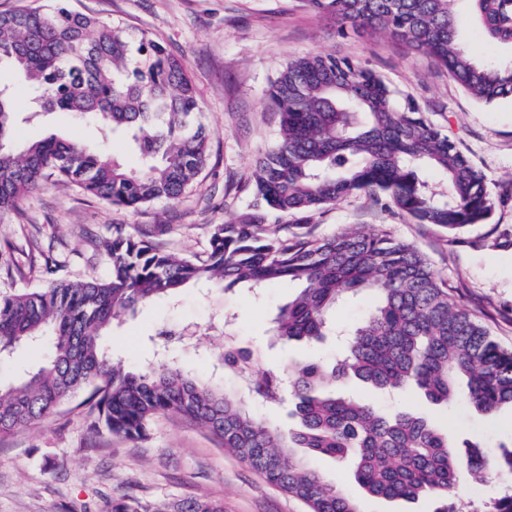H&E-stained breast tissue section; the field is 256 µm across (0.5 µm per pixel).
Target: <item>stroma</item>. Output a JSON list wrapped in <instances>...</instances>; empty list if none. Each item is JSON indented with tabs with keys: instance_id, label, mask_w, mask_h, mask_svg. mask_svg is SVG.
Here are the masks:
<instances>
[{
	"instance_id": "stroma-1",
	"label": "stroma",
	"mask_w": 512,
	"mask_h": 512,
	"mask_svg": "<svg viewBox=\"0 0 512 512\" xmlns=\"http://www.w3.org/2000/svg\"><path fill=\"white\" fill-rule=\"evenodd\" d=\"M74 8L118 23L132 36L151 33L166 51L187 62L201 120L210 139L206 169L181 199L139 209L109 204L60 185L29 196L17 213L0 218V290L40 288L42 257L27 258L36 235L63 261V277L105 275L96 239L116 224L148 233L167 249L205 255L211 225L238 218L253 199L256 158L274 142L277 117L268 106L272 82L285 64L316 53L351 58L376 71L398 97L414 98L427 120L456 141L484 172L495 208L489 223L448 236L437 225L417 224L383 199L357 193L325 207L312 220L316 234L346 228L384 229L422 253L448 290L449 300L479 320L502 347L512 349V101L484 105L425 54L383 34L339 35L334 17L305 0H71ZM461 42L483 61H512V46L488 40L474 21L469 0H457ZM37 140L58 131L94 147L99 133L54 114L22 124ZM296 292L283 284L252 293L242 288L190 287L174 300L140 307L114 326L108 347L132 365L153 362L162 328L176 329L167 344L191 372L213 370L210 352L230 348L256 354L252 376L288 378L293 361L334 360L335 337L282 349L270 320ZM350 392L381 412L405 407L429 414L457 442L497 452L512 441V409L485 414L455 400L432 406L415 393L390 395L352 383ZM328 480L344 485L362 512H429V501L385 500L362 494L334 460L307 457ZM147 499L212 498L224 512H306L305 505L268 484L194 423L162 415L146 438L128 440L93 432L82 408L70 403L37 428L0 438V512H65L125 493Z\"/></svg>"
}]
</instances>
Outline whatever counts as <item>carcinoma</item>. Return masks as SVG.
<instances>
[{
  "label": "carcinoma",
  "instance_id": "carcinoma-1",
  "mask_svg": "<svg viewBox=\"0 0 512 512\" xmlns=\"http://www.w3.org/2000/svg\"><path fill=\"white\" fill-rule=\"evenodd\" d=\"M454 2L309 0L336 18L341 35L384 33L428 55L478 102L512 100V63L493 66L471 55L458 38ZM469 2L489 38L512 44V0ZM4 68L27 84L29 104L18 109L14 87L0 80V217L50 181L127 208L176 200L206 166L209 138L188 67L144 32L134 42L123 27L75 10L68 0H43L0 12ZM270 99L279 116L277 137L253 168L250 212L212 225L205 258L172 252L116 225L101 242L105 277L0 291V357L25 348L41 358L22 381L0 387V437L40 424L84 394L92 430L135 440L161 414L182 417L307 512L360 510L341 485L306 468L295 448L349 467L373 497L427 499L432 512H461L452 499L461 484L512 476V443L494 456L477 443L460 447L426 416L404 408L383 414L344 384L412 388L432 404L460 398L493 414L512 407V350L453 305L426 257L389 231L346 229L321 237L309 228L290 236L266 220L278 212L308 224L325 206L367 191L416 223L452 234L491 219L486 176L418 104L399 100L379 74L349 58L318 54L288 62ZM56 113L106 137L123 135L136 167L55 134L21 139V123ZM426 167L443 176L442 189L423 179ZM290 282L300 291L272 326L285 347L335 334L332 314L349 296L367 293L375 305L348 331L334 363L297 361L286 384L264 375L249 380L247 392L229 395L216 380L184 370L161 343L153 346L161 361L137 370L105 348L114 322L171 300L190 284L257 291ZM213 359L244 374L255 357L226 352ZM286 394L298 418L292 430L246 408L251 397L276 404ZM100 512H224V502L124 494L104 501Z\"/></svg>",
  "mask_w": 512,
  "mask_h": 512
}]
</instances>
